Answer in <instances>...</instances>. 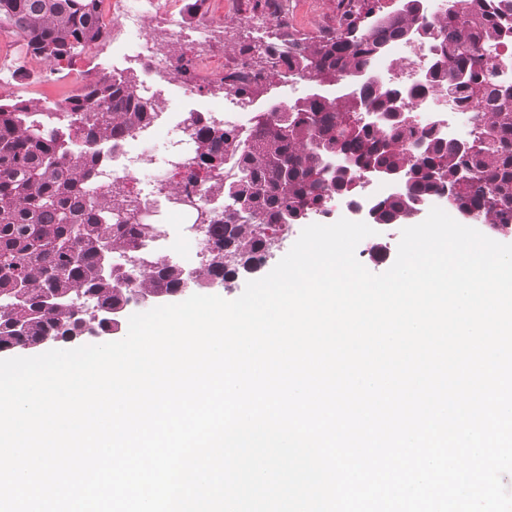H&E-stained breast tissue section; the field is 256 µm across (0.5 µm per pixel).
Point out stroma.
Segmentation results:
<instances>
[{
    "mask_svg": "<svg viewBox=\"0 0 512 512\" xmlns=\"http://www.w3.org/2000/svg\"><path fill=\"white\" fill-rule=\"evenodd\" d=\"M346 7L345 0H206L199 20L212 22L217 34L209 50L224 56L226 69H233L240 57L232 53V46L245 42L257 43L259 33L257 24L266 21L284 22L288 30L297 36L315 40L336 25V17ZM31 75L19 80L10 90L15 99H38L44 108L54 107L55 103L71 94L77 83L91 79L93 75L103 74L109 69L105 49H98L82 55L72 69L66 73L52 72L46 64L30 62ZM163 99L171 102L173 112L180 117L199 112L211 114L213 101L224 103L225 111L235 109L232 98L215 89L212 83H204L198 94L191 98L182 97L179 85H172L163 94ZM301 226H293L288 236L274 246L265 263L255 273H240L228 283L207 287L210 295H218L232 300L239 297L250 278H262L285 256L298 239Z\"/></svg>",
    "mask_w": 512,
    "mask_h": 512,
    "instance_id": "obj_1",
    "label": "stroma"
}]
</instances>
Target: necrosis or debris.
I'll list each match as a JSON object with an SVG mask.
<instances>
[{
	"label": "necrosis or debris",
	"mask_w": 512,
	"mask_h": 512,
	"mask_svg": "<svg viewBox=\"0 0 512 512\" xmlns=\"http://www.w3.org/2000/svg\"><path fill=\"white\" fill-rule=\"evenodd\" d=\"M182 4L183 0H122L120 4L117 11L119 32L112 38V53L120 62L153 73V83L136 88L141 99L158 100V86L174 79L171 52L163 50L146 32L151 22L169 35L174 44L199 46L197 70L202 80L224 75L223 58L201 49L203 42L211 36L210 27L186 25ZM413 125L417 132L435 131L454 141L469 139L473 132L466 108L436 96L414 101ZM179 135L170 113L160 112L148 130L127 137L113 151L112 161L98 183L99 189L138 183L153 147L164 137L175 139ZM148 174L150 191L139 190L134 194L141 204L143 222H152L161 212L171 219L192 217L199 222L212 219L217 199L210 187L209 176L198 173L193 155L182 156L179 165L158 166Z\"/></svg>",
	"instance_id": "necrosis-or-debris-1"
}]
</instances>
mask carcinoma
Masks as SVG:
<instances>
[{"instance_id": "carcinoma-1", "label": "carcinoma", "mask_w": 512, "mask_h": 512, "mask_svg": "<svg viewBox=\"0 0 512 512\" xmlns=\"http://www.w3.org/2000/svg\"><path fill=\"white\" fill-rule=\"evenodd\" d=\"M103 0H0V28L17 38L16 75L29 58L53 69L76 61L106 37ZM395 38L433 47L426 77L407 88L381 86L374 64ZM512 44V0H465L433 22L413 7L373 17L369 0H348L336 29L317 41L284 25L257 52L263 81L243 72L220 79L244 101L262 95L288 70L339 94L313 93L256 115L249 139L198 113L187 118L197 166L211 174L229 156L237 174L214 182L224 208L206 225L213 251L204 279L224 281L258 267L269 241L340 198L358 204V179L370 168L398 172L403 184L368 203L374 224H409L428 201L445 197L462 215L512 233V86L495 80L499 47ZM195 64L176 53L175 75L193 81ZM127 75H102L44 112L30 100L0 94V353L68 342L95 328L119 330L130 303L173 296L186 273L143 253L155 233L140 224L121 189L96 193L101 146L146 125L155 104L135 93ZM450 97L472 114L479 147L416 134L404 102ZM126 253L143 263L101 269V254Z\"/></svg>"}]
</instances>
